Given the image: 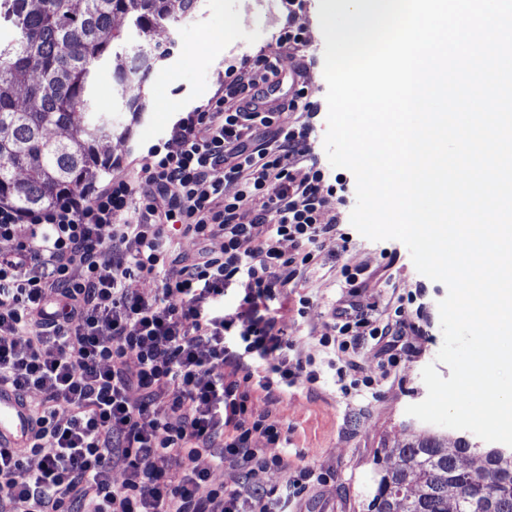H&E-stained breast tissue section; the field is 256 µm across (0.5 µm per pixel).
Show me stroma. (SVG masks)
<instances>
[{
    "label": "stroma",
    "mask_w": 512,
    "mask_h": 512,
    "mask_svg": "<svg viewBox=\"0 0 512 512\" xmlns=\"http://www.w3.org/2000/svg\"><path fill=\"white\" fill-rule=\"evenodd\" d=\"M319 0H305L306 46L302 56L282 54L279 93H287L298 61L310 67L307 99L318 108L311 135L314 155L327 165L324 149L327 131V85L323 77L324 39L318 18ZM288 19V0H199L197 9L178 22L164 25L153 39L168 46L169 55L158 61L148 77L134 82L125 94L112 89L110 68L101 65L94 88V109L107 113L113 123L125 128L123 137L113 138V166L116 173L132 174L131 162L155 144L169 140V131L180 113L214 101L229 66L239 64L274 45ZM227 33L228 55L217 56L208 46L210 33ZM138 99L139 113L126 109L127 99ZM344 199L339 206L344 219L339 236L324 240L316 263L299 278L295 288L274 301L280 320L303 353L312 355L321 370L319 383L300 384L281 396L276 407H268L262 395H255L254 413L272 411L288 435L285 442L265 446L269 456L288 461L287 469H270L247 474L249 484L265 489L285 485L300 470H312L317 480L303 497L290 503V512H363L362 500L372 485L373 460L383 449L406 441L413 433L430 431V424L406 414L408 405L427 395L421 372L435 364L442 377L448 366L436 363L442 346L438 304L447 295L444 283L417 272L408 248L397 240L372 241L350 223L356 204V180L343 170ZM364 266L372 273L391 267L393 286L363 290L358 300L377 316L396 318L398 310L419 312L420 331L412 337V356L404 359L396 378L382 381L378 374L387 355L376 341L361 342L352 352L361 374L374 377L371 387H358L343 395L336 382V370L319 344L320 336L332 324L331 312L346 295L340 274L343 264ZM311 304L298 315L300 296Z\"/></svg>",
    "instance_id": "stroma-1"
}]
</instances>
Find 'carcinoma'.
Segmentation results:
<instances>
[{
	"instance_id": "carcinoma-1",
	"label": "carcinoma",
	"mask_w": 512,
	"mask_h": 512,
	"mask_svg": "<svg viewBox=\"0 0 512 512\" xmlns=\"http://www.w3.org/2000/svg\"><path fill=\"white\" fill-rule=\"evenodd\" d=\"M199 0H0V205L20 211L86 190L112 167V118L90 111L97 67L109 62L124 91L168 48L156 28L193 13ZM130 19L141 44L125 46L113 26ZM381 471L366 512H448V490L462 496L453 512H512V456L477 467L448 437L414 434L375 460Z\"/></svg>"
}]
</instances>
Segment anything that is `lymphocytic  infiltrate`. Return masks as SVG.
<instances>
[{"instance_id":"lymphocytic-infiltrate-1","label":"lymphocytic infiltrate","mask_w":512,"mask_h":512,"mask_svg":"<svg viewBox=\"0 0 512 512\" xmlns=\"http://www.w3.org/2000/svg\"><path fill=\"white\" fill-rule=\"evenodd\" d=\"M288 4L274 47L228 68L217 99L173 123L174 149L150 147L134 177L87 194L24 213L0 206V386L22 402L41 395L26 441L0 443V512H272L276 489L242 476L284 467L254 445L284 436L252 398L276 404L319 374L270 303L341 222L312 158L308 65L286 101H266L281 54L304 45V4ZM228 182L238 195H225ZM181 235L224 248L188 255ZM341 274L348 297L320 345L340 355L368 337L407 351L415 323L356 300L375 274L348 264ZM133 279L156 288L130 292ZM231 287L239 304L215 313ZM205 454L234 486L211 481Z\"/></svg>"}]
</instances>
